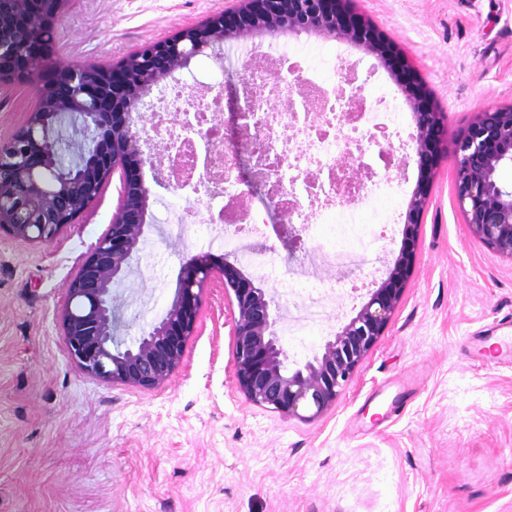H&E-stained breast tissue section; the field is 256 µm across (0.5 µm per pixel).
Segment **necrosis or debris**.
I'll return each mask as SVG.
<instances>
[{
    "mask_svg": "<svg viewBox=\"0 0 512 512\" xmlns=\"http://www.w3.org/2000/svg\"><path fill=\"white\" fill-rule=\"evenodd\" d=\"M157 109L164 116L157 128L163 151L182 167L194 170L174 205L172 235L189 240L194 247L236 249L241 259L252 261L251 253L240 251L238 239L243 228L258 232L265 221L262 213H250L241 222L228 212L207 237L187 236L188 225L196 223L202 211L213 210L220 198L234 197L241 186L227 169L216 175L224 195L201 182L203 161L224 145L222 90L199 97L188 83L174 79L162 92ZM395 110L385 95L365 96L355 84L320 72L302 51H283L251 62L242 74L238 98L242 144L262 160L266 189L273 203L287 212L290 223L322 228L327 262L349 256L335 241L337 225L360 219L352 202L390 199L387 177L376 175L361 185H340L336 167L344 156L364 153L369 142L378 146L379 159H386L398 135ZM310 173L319 177L316 186L305 181Z\"/></svg>",
    "mask_w": 512,
    "mask_h": 512,
    "instance_id": "4bbe7bcc",
    "label": "necrosis or debris"
}]
</instances>
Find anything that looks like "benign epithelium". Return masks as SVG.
Segmentation results:
<instances>
[{"instance_id":"benign-epithelium-1","label":"benign epithelium","mask_w":512,"mask_h":512,"mask_svg":"<svg viewBox=\"0 0 512 512\" xmlns=\"http://www.w3.org/2000/svg\"><path fill=\"white\" fill-rule=\"evenodd\" d=\"M68 0H0V80L24 79L47 61L54 26ZM315 35L353 44L376 59L397 84L411 111V190L398 254L355 315L328 334L311 359L288 366L276 295L259 287L238 261L203 252L183 263L164 314L126 348L116 343L125 301L119 285L133 272L146 242L150 190L143 170L166 179L150 141L147 98L197 57L267 34ZM71 116L79 140L67 142L78 158L58 166L59 118ZM443 118L417 70L398 46L350 6V0H236L203 21L148 42L116 64L53 66L43 75L36 103L24 122L0 142V235L31 245L56 241L81 224L113 178L120 183L111 224L83 252L64 284L57 312L66 348L88 377L152 392L179 372L198 329L206 287L218 282L231 297L235 382L250 404L286 418L318 419L331 411L358 367L384 335L406 291L416 259L419 227L442 158ZM455 200L471 234L493 255L512 260V183L498 174L512 167V106L479 110L454 142ZM362 157L341 161L338 173L364 180ZM280 236L292 251L303 237L270 200Z\"/></svg>"}]
</instances>
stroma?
I'll use <instances>...</instances> for the list:
<instances>
[{
  "label": "stroma",
  "mask_w": 512,
  "mask_h": 512,
  "mask_svg": "<svg viewBox=\"0 0 512 512\" xmlns=\"http://www.w3.org/2000/svg\"><path fill=\"white\" fill-rule=\"evenodd\" d=\"M406 54L447 130L404 297L335 409L302 422L249 404L234 380L223 289L205 294L183 366L156 392L113 386L70 360L56 322L76 257L107 229L117 206L109 185L85 223L48 246L0 237V512H512V363L482 360L475 336L512 320V261L474 239L454 195L453 141L487 106H512V0H351ZM227 0H68L52 60L115 63L142 43L224 9ZM314 53L324 67H354L358 83L380 73L348 43L307 35L252 38ZM209 65L227 92L243 59ZM40 71L0 84V141L34 106ZM416 169L396 179L394 220L352 239L354 259L325 266L321 241L289 253L273 226L242 239L263 245L262 287L277 293L310 357L327 330L359 305L398 250ZM150 181L147 243L123 296L128 344L159 319L182 263L195 255L167 233Z\"/></svg>",
  "instance_id": "35a3bbf8"
}]
</instances>
